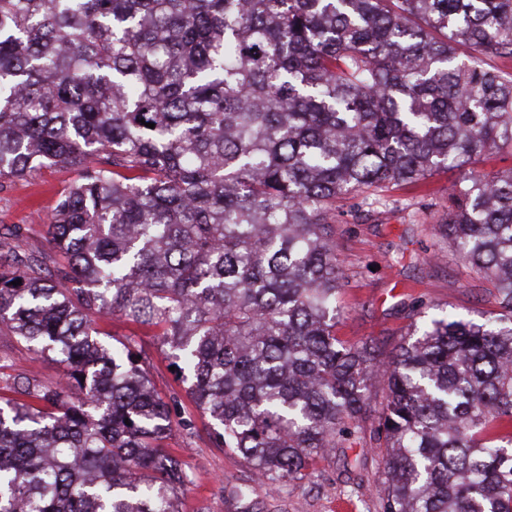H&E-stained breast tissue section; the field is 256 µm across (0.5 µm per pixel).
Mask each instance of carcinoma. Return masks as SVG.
I'll list each match as a JSON object with an SVG mask.
<instances>
[{
  "label": "carcinoma",
  "instance_id": "cac0c4a2",
  "mask_svg": "<svg viewBox=\"0 0 512 512\" xmlns=\"http://www.w3.org/2000/svg\"><path fill=\"white\" fill-rule=\"evenodd\" d=\"M508 59L512 0H0V181L79 173L48 223L66 265L0 263V324L63 366L0 378V512H182L114 315L271 490L358 445L379 512H512V167H483L512 154ZM452 171L437 232L495 308L416 305L385 358L342 340L336 201Z\"/></svg>",
  "mask_w": 512,
  "mask_h": 512
}]
</instances>
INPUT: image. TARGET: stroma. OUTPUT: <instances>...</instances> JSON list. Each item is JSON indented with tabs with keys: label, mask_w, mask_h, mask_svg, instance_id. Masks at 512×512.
<instances>
[{
	"label": "stroma",
	"mask_w": 512,
	"mask_h": 512,
	"mask_svg": "<svg viewBox=\"0 0 512 512\" xmlns=\"http://www.w3.org/2000/svg\"><path fill=\"white\" fill-rule=\"evenodd\" d=\"M76 177L73 170L53 165L0 187V255H37L47 270H56L59 258L47 242L46 224L57 198ZM447 185L448 175L442 172L427 188L408 185L390 190V205L363 224L353 216V198L337 202V262L347 278L340 298L346 312L338 327L341 338L375 340L386 356L408 323L406 307L413 300H422L433 314L451 308H492L493 298L477 274L435 232L444 217L442 194ZM99 329L119 340L133 335L155 388L173 401L177 427L170 445L180 450L192 479L182 512H237L228 492L243 485L252 486L254 498L275 512H377L378 459L373 453H366L364 464L358 465L356 449H337L318 463L312 482L271 492L256 482L236 454L212 444L207 418L186 397L151 332L131 334L118 316L100 322ZM1 354L10 374L44 384L59 377L54 361L32 355L4 327Z\"/></svg>",
	"instance_id": "stroma-1"
}]
</instances>
